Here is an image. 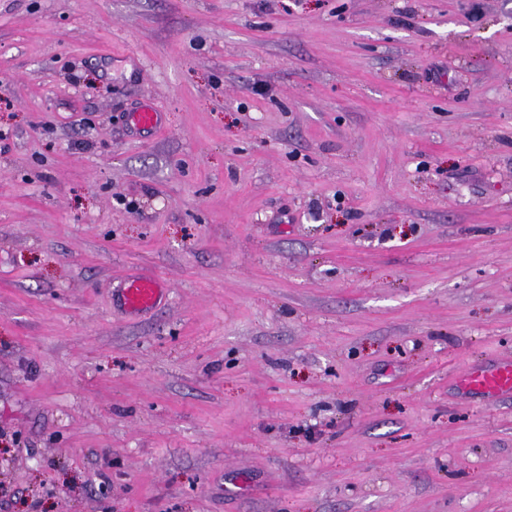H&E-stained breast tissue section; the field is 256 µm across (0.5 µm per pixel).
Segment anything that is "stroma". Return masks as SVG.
I'll use <instances>...</instances> for the list:
<instances>
[{
    "label": "stroma",
    "instance_id": "35a3bbf8",
    "mask_svg": "<svg viewBox=\"0 0 512 512\" xmlns=\"http://www.w3.org/2000/svg\"><path fill=\"white\" fill-rule=\"evenodd\" d=\"M502 359L512 0H0V512H512ZM126 124L131 131L153 135L162 128L161 113L149 103H145L134 112H127ZM167 291V285L159 278L132 276L125 281L120 302L127 312L139 314L156 308L165 298ZM458 386L466 392H478L495 397L512 392V360H505L492 368H471L458 379Z\"/></svg>",
    "mask_w": 512,
    "mask_h": 512
}]
</instances>
